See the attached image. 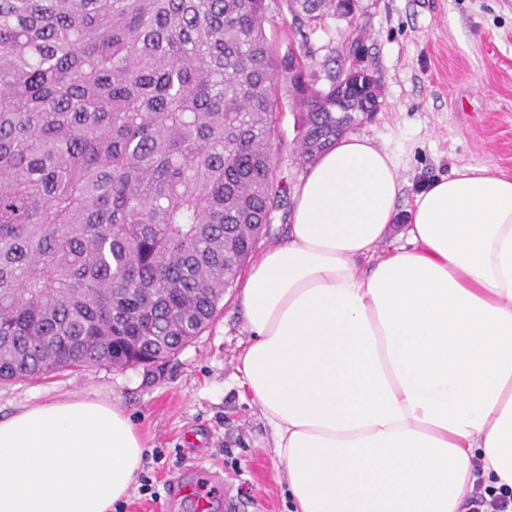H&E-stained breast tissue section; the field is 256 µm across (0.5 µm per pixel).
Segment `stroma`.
<instances>
[{
    "instance_id": "1",
    "label": "stroma",
    "mask_w": 512,
    "mask_h": 512,
    "mask_svg": "<svg viewBox=\"0 0 512 512\" xmlns=\"http://www.w3.org/2000/svg\"><path fill=\"white\" fill-rule=\"evenodd\" d=\"M360 42L374 71L379 107L357 127L395 159L403 181L399 219L378 252L401 241L417 195L431 179L462 165L512 175V0H358L354 17L326 20L310 33L311 66L337 69L345 46ZM298 112L285 108L272 137L292 187ZM247 333L229 288L213 322L157 374L94 367L40 381L0 385V416L20 406L96 392L133 419L146 448L164 456L149 474L159 501L131 490L124 512H196L174 486L200 477L224 487L213 512H290L282 465L259 406L238 385L237 357Z\"/></svg>"
}]
</instances>
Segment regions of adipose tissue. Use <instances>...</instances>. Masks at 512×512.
I'll list each match as a JSON object with an SVG mask.
<instances>
[{"label": "adipose tissue", "mask_w": 512, "mask_h": 512, "mask_svg": "<svg viewBox=\"0 0 512 512\" xmlns=\"http://www.w3.org/2000/svg\"><path fill=\"white\" fill-rule=\"evenodd\" d=\"M393 157L348 135L308 168L286 238L239 285L240 386L273 430L293 512H462L512 497V175L431 180L406 245ZM96 394L0 417V512H112L143 465ZM488 489L481 491V484L477 483L472 496L469 499L470 512H512L511 501L502 496H493L488 500L485 493Z\"/></svg>", "instance_id": "ef3b65f1"}]
</instances>
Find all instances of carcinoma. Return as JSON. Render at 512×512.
I'll list each match as a JSON object with an SVG mask.
<instances>
[{
    "label": "carcinoma",
    "mask_w": 512,
    "mask_h": 512,
    "mask_svg": "<svg viewBox=\"0 0 512 512\" xmlns=\"http://www.w3.org/2000/svg\"><path fill=\"white\" fill-rule=\"evenodd\" d=\"M290 32L356 0H0V383L156 373L208 327L297 164L378 110L376 76L318 85Z\"/></svg>",
    "instance_id": "carcinoma-1"
}]
</instances>
